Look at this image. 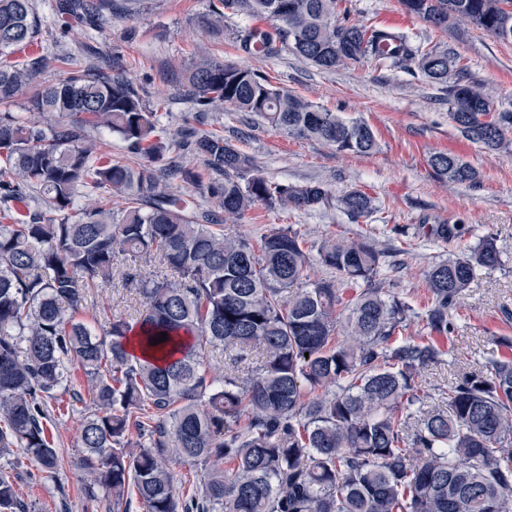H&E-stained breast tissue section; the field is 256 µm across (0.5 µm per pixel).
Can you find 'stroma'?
Masks as SVG:
<instances>
[{
    "mask_svg": "<svg viewBox=\"0 0 512 512\" xmlns=\"http://www.w3.org/2000/svg\"><path fill=\"white\" fill-rule=\"evenodd\" d=\"M212 0H140L133 14L116 10L97 28L67 29L56 0H35L40 29L36 40L16 51L15 60L40 55L65 56L66 65H51L44 78L53 82L75 71L104 66L112 56L123 57L128 77L150 108L162 109L160 126L174 130L188 106L181 84L174 80L208 48L224 62L249 67L276 78L314 104L348 119H361L374 130L380 149L370 156L339 154L317 142L272 130L256 117L233 109L210 113L201 123L240 151L252 156L261 173L279 182L321 181L333 192L359 189L374 200L375 212L359 221L328 210L296 212L259 205L232 230L252 243L278 228L298 231L310 245L329 235L363 238L384 254L380 279L388 293L412 305V336L429 335L425 311V273L435 262L496 236L502 251L500 268L478 271L457 304L454 329L440 339L444 362L425 370L422 383L435 398H443L465 369L489 358L512 356V154L486 151L468 141L448 120L446 85L426 80L416 65L387 68L371 62L323 72L290 53L274 59L242 60L232 33L248 25L244 16L224 21L222 33L208 36L198 26ZM352 19L373 25H393L424 46L453 50L460 68L449 83L480 84L494 109L512 106V43L498 41L483 30L463 26L447 33L432 29L406 13L401 0H346ZM452 151L478 169L477 184L443 185L426 165L430 153ZM438 224L464 227L462 237L444 241L431 233ZM97 306L83 313L85 321L107 323L112 316L142 310L137 295L120 287L94 292ZM94 409L83 384L60 392L49 405V433L59 456V469L38 471L26 458L0 456V475L13 481L28 512H113L112 495L98 490L87 499L84 473L75 465L81 453L79 432Z\"/></svg>",
    "mask_w": 512,
    "mask_h": 512,
    "instance_id": "1",
    "label": "stroma"
}]
</instances>
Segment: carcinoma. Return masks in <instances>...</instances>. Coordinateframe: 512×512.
I'll use <instances>...</instances> for the list:
<instances>
[{
    "mask_svg": "<svg viewBox=\"0 0 512 512\" xmlns=\"http://www.w3.org/2000/svg\"><path fill=\"white\" fill-rule=\"evenodd\" d=\"M113 2L61 0L59 8L80 24ZM340 3L217 0L199 27L214 35L229 15L250 18L233 36L245 59L290 51L325 71L414 62L426 79L448 85V121L467 140L512 153V110L493 109L478 84H448L454 52L341 17ZM402 3L436 29L469 23L512 41V27L502 28L512 0ZM38 32L32 0H0V104L25 99L38 115L0 113V455L18 450L56 473L48 405L75 384L76 364L95 404L79 436L85 492L91 499L108 490L123 512L132 491L143 512H512V358L462 373L445 401L424 409L420 377L442 350L428 337L396 339L413 309L383 291L382 252L330 235L313 256L290 228L257 246L224 230L258 204L337 209L356 221L373 213L372 198L361 190L335 195L319 181H272L253 157L192 122L230 106L359 156L379 149L370 125L204 52L182 75L190 112L163 138L157 113L115 56L110 74L52 84L42 79L48 57L6 60ZM99 128L143 162L106 158L90 136ZM187 155L212 175L200 190L213 210L195 211L161 179L199 182L183 165ZM427 165L442 184L479 179L450 151L430 154ZM102 193L123 207L94 200L74 209L78 197ZM12 202L26 213L13 215ZM315 262L334 276L310 279ZM501 264L491 234L434 263L426 273L430 330L450 333L477 272ZM156 265L176 279L156 275ZM115 278L145 311L114 316L99 334L78 315L92 290ZM345 288L354 290L347 300ZM161 332L167 340L152 344ZM134 335L137 352L129 347ZM209 352L224 356V373H209ZM182 460L204 470L186 496L170 469ZM0 512H27L2 476Z\"/></svg>",
    "mask_w": 512,
    "mask_h": 512,
    "instance_id": "1",
    "label": "carcinoma"
}]
</instances>
